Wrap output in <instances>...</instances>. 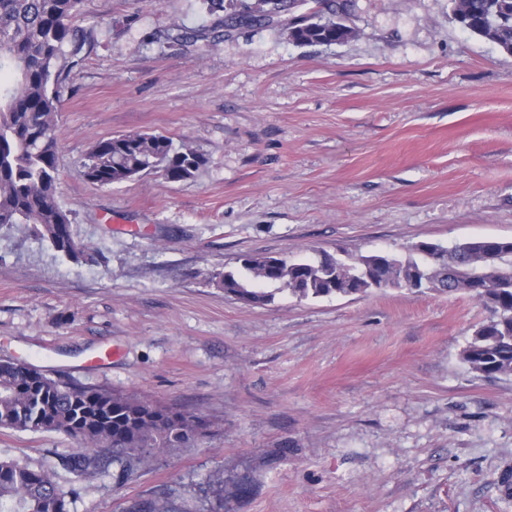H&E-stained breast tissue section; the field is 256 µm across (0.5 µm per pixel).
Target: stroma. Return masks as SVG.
Segmentation results:
<instances>
[{"instance_id":"obj_1","label":"stroma","mask_w":512,"mask_h":512,"mask_svg":"<svg viewBox=\"0 0 512 512\" xmlns=\"http://www.w3.org/2000/svg\"><path fill=\"white\" fill-rule=\"evenodd\" d=\"M354 34L296 45L286 18L210 29L201 0H86L92 48L58 108V201L77 263L0 231V359L210 421L125 477H74L56 431L0 429V460L53 468L69 512L173 493L190 512H512V376L461 352L489 312L463 292L372 289L254 304L216 273L244 257L399 256L512 239V57L450 0H351ZM160 134L195 177L102 186L91 145ZM244 483L219 498V484Z\"/></svg>"}]
</instances>
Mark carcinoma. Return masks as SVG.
I'll return each mask as SVG.
<instances>
[{
    "mask_svg": "<svg viewBox=\"0 0 512 512\" xmlns=\"http://www.w3.org/2000/svg\"><path fill=\"white\" fill-rule=\"evenodd\" d=\"M350 0H317L318 8L287 28L297 45H331L353 34L343 23ZM452 18L465 31L512 54V0H451ZM84 0H0V229L33 227L54 250L74 261H96L99 251L76 240L70 214L57 200V112L59 88L69 60L87 37L71 21ZM231 27L240 11L252 24L293 13L298 0H202ZM207 158L187 145L156 134H122L96 141L83 164L86 179L101 186L131 181L153 171L170 182L193 177ZM247 275L218 274L224 293L252 303L277 285L306 299L352 296L371 288L405 287L465 292L490 311L462 351L480 375L512 376V239L482 238L437 252L421 242L405 257L379 251L352 266L333 255L287 261L270 256L243 259ZM0 427L63 432L80 445L62 460L75 477L105 473L125 476L150 464L156 454L186 448L209 428L198 414L136 395L52 379L19 360H0ZM0 512H68L64 494L49 470L0 462ZM125 512H183L171 496L133 503Z\"/></svg>",
    "mask_w": 512,
    "mask_h": 512,
    "instance_id": "1",
    "label": "carcinoma"
}]
</instances>
